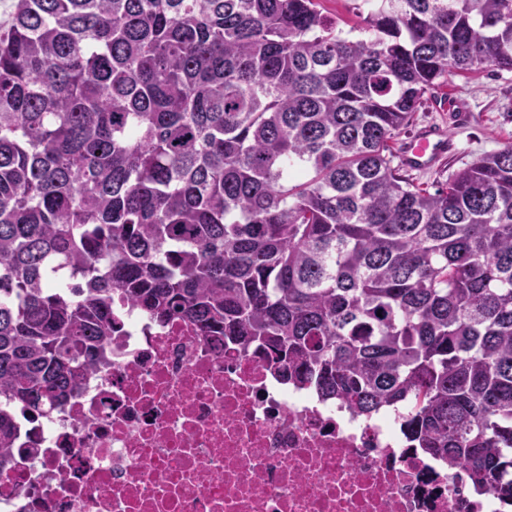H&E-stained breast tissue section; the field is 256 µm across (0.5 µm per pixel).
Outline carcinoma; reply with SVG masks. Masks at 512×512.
Returning a JSON list of instances; mask_svg holds the SVG:
<instances>
[{
  "label": "carcinoma",
  "mask_w": 512,
  "mask_h": 512,
  "mask_svg": "<svg viewBox=\"0 0 512 512\" xmlns=\"http://www.w3.org/2000/svg\"><path fill=\"white\" fill-rule=\"evenodd\" d=\"M0 0V400L63 405L112 295L267 359L512 503V146L430 192L390 142L512 70V0ZM65 272L76 286L48 287ZM16 433L0 412V470ZM319 9L327 16L336 18L340 28L360 27L362 18L369 11L364 0H319Z\"/></svg>",
  "instance_id": "carcinoma-1"
}]
</instances>
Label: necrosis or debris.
<instances>
[{"label":"necrosis or debris","mask_w":512,"mask_h":512,"mask_svg":"<svg viewBox=\"0 0 512 512\" xmlns=\"http://www.w3.org/2000/svg\"><path fill=\"white\" fill-rule=\"evenodd\" d=\"M112 316L108 363L61 409L7 406L0 512H506L409 447L403 410L322 401L180 318L117 298ZM15 439L16 433L10 424L8 415L0 410V470L11 461Z\"/></svg>","instance_id":"necrosis-or-debris-1"}]
</instances>
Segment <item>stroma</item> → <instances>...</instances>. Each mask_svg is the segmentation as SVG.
Wrapping results in <instances>:
<instances>
[{
    "instance_id": "1",
    "label": "stroma",
    "mask_w": 512,
    "mask_h": 512,
    "mask_svg": "<svg viewBox=\"0 0 512 512\" xmlns=\"http://www.w3.org/2000/svg\"><path fill=\"white\" fill-rule=\"evenodd\" d=\"M460 99L471 119L457 124L448 110L450 98ZM438 126L454 137L458 151L433 168L409 171L421 188L435 190L449 175L477 159L512 145V70L482 67L477 73L449 78L447 86L426 94L408 126L396 137L393 147L401 149L425 126Z\"/></svg>"
}]
</instances>
